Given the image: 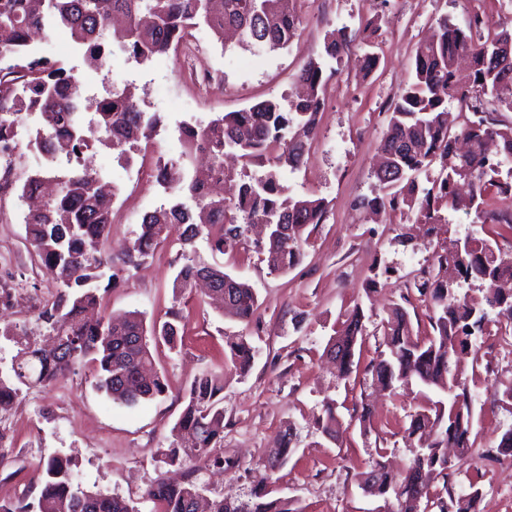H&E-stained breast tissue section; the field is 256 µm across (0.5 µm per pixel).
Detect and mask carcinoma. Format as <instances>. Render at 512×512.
<instances>
[{
    "label": "carcinoma",
    "mask_w": 512,
    "mask_h": 512,
    "mask_svg": "<svg viewBox=\"0 0 512 512\" xmlns=\"http://www.w3.org/2000/svg\"><path fill=\"white\" fill-rule=\"evenodd\" d=\"M306 0H0V59L9 62L0 72V141H7L14 126L29 112L40 125L30 134L29 146L50 147L57 155L71 156L97 140L112 148L118 158L131 160V149L150 142L160 117L145 112L135 88L114 89L107 96L80 100L82 82L63 67L34 61L29 43L38 32L65 31L70 41L85 50L89 67L107 61L106 17L121 15L128 28L115 38L140 64L195 46L194 31L208 29L218 41L234 29L244 50L276 51L300 36ZM354 41L346 28L325 33L320 50L304 60L295 75L304 93L288 99L283 107L274 97L227 112L207 124L182 123L178 127L187 151L178 160L159 161L152 168L156 182L173 196L172 203L142 217L140 233L117 266L112 252L95 244L109 239L112 197L99 191L98 176L73 167L58 181L57 192L25 217L26 239L34 246L40 266L57 284V291L37 308L51 343L30 345L12 364L9 379L0 378V412L18 399L19 385H49L58 375L77 365L93 367L96 387L116 403L134 406L163 395L166 385L154 371L151 345L178 346L187 327L179 311L161 324L146 325L132 311L120 321L104 315L90 317L99 305L101 282L112 287L125 269L150 256L160 242L177 234L186 263L179 269L173 291L184 294L201 279L213 288L205 303L242 322L258 310L250 284L190 256L202 237L214 252L238 240L265 255L269 269L286 273L303 255L305 233L324 223L327 205L321 198L296 196L280 184L279 170L298 171L306 164L324 112L328 79L325 70L337 71ZM468 58L472 88L456 80L457 61ZM460 106L458 129L448 124V103ZM512 111V16L490 23L485 12H472L461 27L443 16L433 34L414 53L411 69L390 106L386 131L379 144L374 172L377 193L360 200L371 211L412 214L414 222L439 226L448 223L444 211H456L461 199L459 181H468L471 193L465 205L472 223L499 229L497 236L512 235V123L498 111ZM93 111L90 134L83 129L82 114ZM199 152L209 158L207 169L190 178L185 168ZM440 175L431 186L419 176L433 166ZM51 167L26 174L20 186L26 196L42 186ZM231 196H224V186ZM268 225L266 238L251 243L246 225ZM512 273V254L491 240L471 236L437 255V268L423 271L414 282L432 309V332H415L406 304H395L382 322L384 349L367 368L369 386L394 388L416 380L429 390L446 394L431 406L411 415L405 437L415 444L405 471L394 473L380 461L362 474L364 493L384 500L394 497L398 512H414L426 500L437 512L453 510L454 494L443 484L433 492L427 477L446 479L468 461L473 426L471 396L462 381L467 359L477 360L472 337L488 331L490 313L512 322V288L500 287ZM477 282L482 296L459 295L461 282ZM365 315L356 305L330 337L326 354L336 362L338 378L352 373L356 349L365 334ZM230 360L241 372L253 364L257 350L244 336L228 343ZM153 372L146 383L141 373ZM224 382L212 373L195 377L185 393V408L171 430L173 441L162 455L170 464L186 460L224 463L214 455L224 441V409L220 407ZM340 422L336 406L324 404L318 430L336 440ZM291 430H286L276 455L264 465L243 501L216 498L209 512H300L292 501L273 497L274 474L290 457ZM188 470L181 483L162 477L147 490L155 512H197L200 492ZM0 512H136L125 498L87 491L75 482L69 463L48 456L41 476L37 510L30 505L0 502Z\"/></svg>",
    "instance_id": "carcinoma-1"
}]
</instances>
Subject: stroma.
Masks as SVG:
<instances>
[{
	"instance_id": "35a3bbf8",
	"label": "stroma",
	"mask_w": 512,
	"mask_h": 512,
	"mask_svg": "<svg viewBox=\"0 0 512 512\" xmlns=\"http://www.w3.org/2000/svg\"><path fill=\"white\" fill-rule=\"evenodd\" d=\"M490 18L512 14V0H308L303 8V34L289 47L250 52L222 48L206 29L197 43L222 76V83L201 89L195 76L177 56H161L137 64L109 39L112 50L105 68L88 67L83 51L64 33L39 37L46 54L81 79L85 95L101 98L115 88L136 87L142 108L159 114L162 125L147 152H134L131 163L118 161L115 151L97 144L84 157L89 168L118 189L112 207L110 246L121 255L137 237L146 212L168 206L171 195L148 178L152 157L179 159L184 146L182 122L207 123L214 116L248 107L256 99L288 95L303 59L312 55L326 29H357L378 16L372 38L380 56L377 70L364 74L363 48L329 79L328 97L316 139L305 168L282 170L281 182L290 193L314 195L328 204V216L309 238L302 262L288 273L270 272L263 254L243 250L236 241L223 252H212L206 240L196 243L198 259L220 264L247 281L260 307L242 323L213 311L200 288L175 295L173 280L184 259L175 239L160 243L143 264L125 271L101 294V312L118 317L138 311L146 322L183 310L186 334L176 350L159 348L155 367L166 384L164 395L127 407L112 402L93 385L90 370L75 367L64 384L22 389L13 408L0 414V501H37L39 476L51 453L70 462L84 488L132 500L138 512H153L145 492L157 477L178 480L182 471L167 465L161 452L170 443V429L180 417L184 393L201 373L224 378V446L226 465L198 464L194 478L204 498H246L261 476L263 465L278 448L285 429H292L294 448L287 465L276 473L280 497L295 500L300 512H376L396 502L365 495L359 474L374 459L400 471L412 457L404 429L427 400L418 385H405L370 398L368 431L341 428L336 441L318 431L324 399L340 405L342 418L360 405L364 367L374 357L381 322L392 304L410 298L420 331L429 329V310L413 281L450 241L479 232L463 212H449V224L433 236L400 215L372 214L359 205L372 196L376 148L386 126V112L406 78L416 46L429 35L440 16L465 25L474 5ZM27 205L18 193H0V261L8 271L5 285L26 288L33 295L55 291V282L39 267L26 240ZM366 316L365 342L359 365L349 380L336 376V366L323 350L354 304ZM481 337L478 361L467 370L473 427L469 470L435 478L455 496L469 492L471 469L482 472L481 497L474 512H512V457L486 461L496 453L506 432L512 431V334L502 335L497 324ZM246 336L258 356L247 373L237 371L226 357V341ZM46 329L28 307L0 305V370L9 369L26 342L44 341Z\"/></svg>"
}]
</instances>
